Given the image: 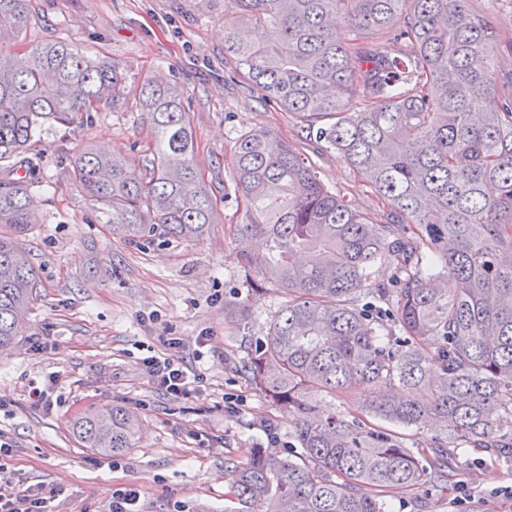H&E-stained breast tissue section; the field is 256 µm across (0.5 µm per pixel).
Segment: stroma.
<instances>
[{"mask_svg": "<svg viewBox=\"0 0 512 512\" xmlns=\"http://www.w3.org/2000/svg\"><path fill=\"white\" fill-rule=\"evenodd\" d=\"M33 43L63 40L107 57L124 74L119 101L69 126L42 130L34 147L54 186L39 197V222L25 240L40 275L31 316L13 350L0 356V440L14 482L58 487L55 512H108L112 492L135 484L139 512H224L229 470L252 448L301 450L283 415L241 374L238 362L266 335L284 301L274 283L244 268L231 225L242 210L224 196L236 140L265 129L297 146L318 178L351 208L388 223L373 191L324 143L310 140L293 114L266 105L224 56V0H32ZM161 73L191 103L196 160L216 205L203 240L135 245L99 224L69 186L70 159L88 143L135 158L154 143L140 104L143 81ZM234 303L249 305L240 325ZM180 339L187 366L206 377L202 391L176 398L148 382L147 348ZM46 391L30 396L31 382ZM238 401L224 409V395ZM123 405L141 421L135 446L117 456L84 447L73 423L91 410ZM388 512H512V459L465 449L445 491L396 492Z\"/></svg>", "mask_w": 512, "mask_h": 512, "instance_id": "obj_1", "label": "stroma"}]
</instances>
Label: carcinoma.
I'll list each match as a JSON object with an SVG mask.
<instances>
[{"label": "carcinoma", "mask_w": 512, "mask_h": 512, "mask_svg": "<svg viewBox=\"0 0 512 512\" xmlns=\"http://www.w3.org/2000/svg\"><path fill=\"white\" fill-rule=\"evenodd\" d=\"M497 0H225L224 58L296 115L374 190L379 224L317 178L267 130L236 143L231 180L245 220L242 264L283 287L284 304L243 373L288 413L297 461L266 448L231 467L230 512H386L382 496L445 489L467 447L512 458V14ZM29 0H0V162L22 156L47 123L92 118L122 75L62 40L12 47ZM490 42L500 45L495 56ZM155 145L141 162L85 146L70 186L134 244L200 241L215 203L194 151L184 92L144 81ZM0 179V351L20 335L38 273L23 239L38 223L36 164ZM388 261L392 283L368 287ZM366 292L362 307L351 297ZM408 386L420 400L402 395ZM361 390L366 413L442 436L433 470L382 425L317 410L306 390ZM138 418L117 406L73 424L87 448L133 446Z\"/></svg>", "instance_id": "carcinoma-1"}]
</instances>
